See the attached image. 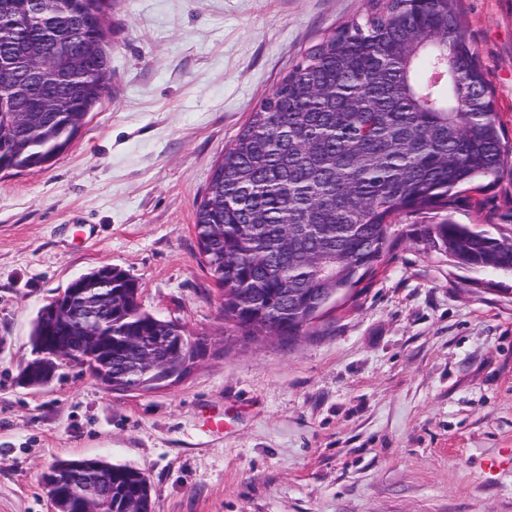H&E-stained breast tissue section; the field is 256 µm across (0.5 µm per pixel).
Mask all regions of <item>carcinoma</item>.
Returning <instances> with one entry per match:
<instances>
[{
  "instance_id": "obj_1",
  "label": "carcinoma",
  "mask_w": 512,
  "mask_h": 512,
  "mask_svg": "<svg viewBox=\"0 0 512 512\" xmlns=\"http://www.w3.org/2000/svg\"><path fill=\"white\" fill-rule=\"evenodd\" d=\"M109 0H0V171L41 168L64 152L112 80ZM95 45L96 55L83 52ZM494 91L466 36L458 0H375L361 22L317 45L251 113L216 162L195 214L203 266L224 291V324L245 339L292 342L326 296L351 293L394 255L398 217L452 209L458 193L503 171L507 144ZM410 233L456 265L512 273V236L448 219ZM85 310L37 316L35 358L46 385L62 350L97 344L87 370L115 390L146 388L202 350L184 327L143 309L139 283L101 266L80 275ZM80 468L107 499L76 505ZM57 512H153L146 474L102 457L59 459L44 473Z\"/></svg>"
}]
</instances>
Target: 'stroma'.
<instances>
[{"label": "stroma", "mask_w": 512, "mask_h": 512, "mask_svg": "<svg viewBox=\"0 0 512 512\" xmlns=\"http://www.w3.org/2000/svg\"><path fill=\"white\" fill-rule=\"evenodd\" d=\"M372 0H115L112 82L44 168L0 171V512H52L58 458L142 469L153 512H512V274L407 234L295 343L243 341L196 205L254 108ZM512 146V0H459ZM512 236V156L451 213ZM111 265L206 349L149 391L75 366L18 384L40 309Z\"/></svg>", "instance_id": "35a3bbf8"}]
</instances>
